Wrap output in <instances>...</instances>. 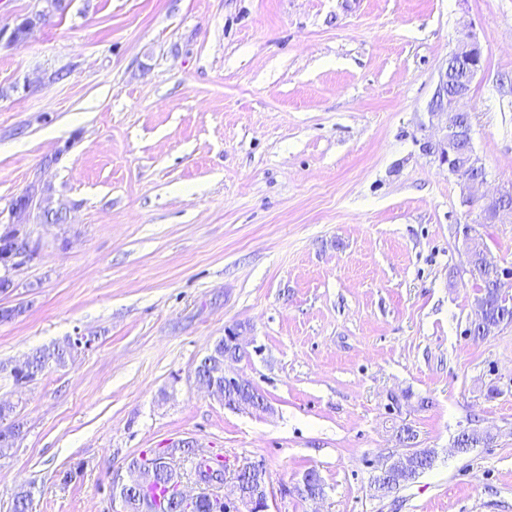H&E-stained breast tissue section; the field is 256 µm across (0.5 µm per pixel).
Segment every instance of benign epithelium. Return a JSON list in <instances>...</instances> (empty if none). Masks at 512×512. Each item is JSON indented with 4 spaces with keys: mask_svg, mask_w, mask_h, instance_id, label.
<instances>
[{
    "mask_svg": "<svg viewBox=\"0 0 512 512\" xmlns=\"http://www.w3.org/2000/svg\"><path fill=\"white\" fill-rule=\"evenodd\" d=\"M50 12L44 8L32 11L20 23L10 29L5 43L9 47L29 35L35 28L46 23ZM483 48L476 34L464 28L458 32L454 51L448 56L446 66L439 73L434 95L429 103L430 115L446 116L445 126L423 136L419 141L420 150L435 157L440 164L448 166V173L459 182L465 203L476 211L479 222L496 224L507 217L512 218V190L486 193L483 187L487 182L486 170L473 147L472 124L461 121L469 113L467 103L475 77L483 68ZM45 199L40 195L39 182H34L21 195V201L14 202L8 214H0V282L7 293L14 288V274L33 261L39 252V242L27 231L30 223L28 213L38 215L48 211ZM247 474L259 484L245 481L241 474ZM261 465L249 463L240 466L234 476L235 497L233 502L214 493L212 487L198 482L199 492L189 495L183 489V477L174 478L177 484L175 498L182 504L184 512H192L195 503L206 496L218 499L225 512H268L272 491L263 480Z\"/></svg>",
    "mask_w": 512,
    "mask_h": 512,
    "instance_id": "benign-epithelium-1",
    "label": "benign epithelium"
}]
</instances>
